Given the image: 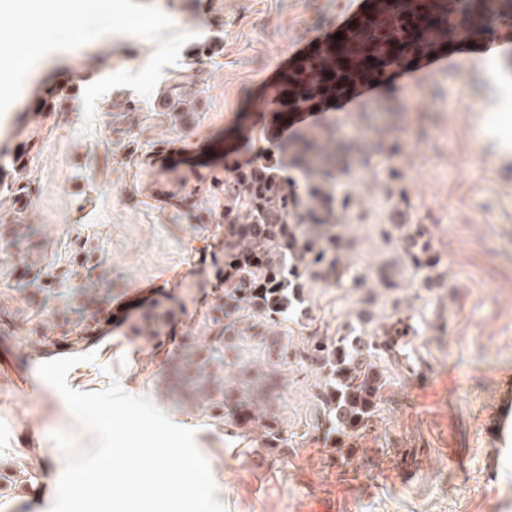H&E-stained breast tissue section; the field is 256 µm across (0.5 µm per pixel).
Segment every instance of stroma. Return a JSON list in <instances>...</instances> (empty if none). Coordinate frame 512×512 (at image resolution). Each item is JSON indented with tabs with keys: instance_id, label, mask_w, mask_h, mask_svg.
Segmentation results:
<instances>
[{
	"instance_id": "stroma-1",
	"label": "stroma",
	"mask_w": 512,
	"mask_h": 512,
	"mask_svg": "<svg viewBox=\"0 0 512 512\" xmlns=\"http://www.w3.org/2000/svg\"><path fill=\"white\" fill-rule=\"evenodd\" d=\"M189 35L163 80L191 76L195 116L173 118L158 94L118 87L95 105L84 134L87 75L137 72L155 46L118 33L44 56L23 95L0 115V512H45L50 434L81 427L39 374L47 361L76 358L69 386L112 384L150 398L196 433L224 477L225 512H512V420L492 430L505 377H512V51L452 55L411 86L394 81L355 111L328 122L354 142L339 210L343 254L360 287L317 280L304 290L306 319H292L293 347L312 332L351 325L381 336L409 321L410 365L392 367L371 430L341 456L309 427L317 374L283 369L273 413L288 445L269 448L257 426L225 417L219 391L202 400L184 349L214 344L205 321L224 287V210L207 193L225 157L251 166L277 143L255 112L275 99L273 73L297 45L330 32L357 0H138ZM62 93L45 114L44 91ZM134 100L136 124L113 105ZM40 129L38 146L27 133ZM30 181L13 204L5 186ZM419 235L430 265L412 262ZM81 269L86 292L34 273ZM139 300L126 320L107 324L115 301ZM152 335H141L147 314Z\"/></svg>"
}]
</instances>
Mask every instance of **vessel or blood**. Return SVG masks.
Segmentation results:
<instances>
[{
    "instance_id": "obj_1",
    "label": "vessel or blood",
    "mask_w": 512,
    "mask_h": 512,
    "mask_svg": "<svg viewBox=\"0 0 512 512\" xmlns=\"http://www.w3.org/2000/svg\"><path fill=\"white\" fill-rule=\"evenodd\" d=\"M412 7L418 8V17L425 22L423 31L431 48L406 39L394 47L391 61L382 73L363 71L364 60L378 52L380 30ZM340 31L341 39L327 36L294 50L274 76L279 95L275 101L260 104V111L292 112L307 123L330 108L350 111L357 100L372 96L377 86L385 85L390 78L405 79L441 69L443 48L478 54L490 44L511 47L512 13L500 9L496 0H488L478 16L473 15L469 0H397L395 7L387 10L356 8L341 23ZM330 58L335 60L337 71L349 77L343 92L332 93L324 84L312 86L306 82L308 74L322 70Z\"/></svg>"
}]
</instances>
